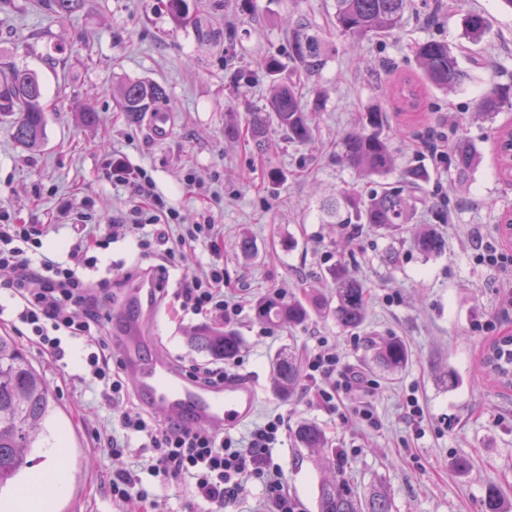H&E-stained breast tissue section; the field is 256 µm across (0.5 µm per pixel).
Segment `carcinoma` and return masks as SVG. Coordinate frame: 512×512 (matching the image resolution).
Returning <instances> with one entry per match:
<instances>
[{
    "label": "carcinoma",
    "instance_id": "obj_1",
    "mask_svg": "<svg viewBox=\"0 0 512 512\" xmlns=\"http://www.w3.org/2000/svg\"><path fill=\"white\" fill-rule=\"evenodd\" d=\"M89 0H32L34 6L61 18L82 10ZM411 0H334L332 24L340 37L365 38L393 36L405 24ZM465 39L479 44L488 32L489 22L483 13L471 11L464 15ZM336 48L308 18L298 16L288 28V60L291 77L278 79L282 65L271 58L265 62L273 76L265 108L249 113L247 134L257 146L265 144L270 123H275L284 139L291 144L311 140L315 116L324 111L326 100L316 91L311 98L303 93V81L316 77L335 54ZM414 58L422 77L431 86L448 92L456 91L471 79L442 40L431 39L414 46ZM120 111L139 120L157 101L166 98V89L156 82L124 80L113 89ZM399 98L406 112L421 109V96L412 77L402 79ZM479 111L493 119L500 112L512 111V85L495 83L479 102ZM0 112L13 116L12 136L26 149L41 146L45 139L46 117L43 89L36 72L17 65L8 57L0 58ZM387 116L378 109L364 113L357 128L345 133L340 141L339 158L361 175L382 177L395 166V157L383 134ZM498 162L508 176L512 175V134L497 129ZM450 160L460 185L468 183L470 172L479 156L466 139L456 141ZM429 171L415 166L404 171L401 184L385 187L363 198L344 192L323 200L320 205L322 223L341 224L358 229L369 224L388 235L397 234L410 223L414 206L412 192L423 189ZM414 246L424 257L441 255L444 239L432 228L422 227L415 234ZM332 281V298L313 295L300 299L295 295L269 293L255 304V317L269 325L290 326L307 321L312 313L332 317L346 330L360 328L367 319L366 290L347 269L337 264L328 270ZM196 348L215 359L236 358L241 339L230 326L224 329H202L194 334ZM373 360L382 369L396 373L408 363L404 342L391 337L371 344ZM485 367L503 386H512V336H503L492 343L485 354ZM302 376V366L293 354H279L273 361V382L276 391L286 397ZM57 406L50 388L41 374L28 361L20 347L8 336H0V490L14 485L26 465V458L36 448L46 447V440L56 434ZM295 437L300 447L318 458L324 469L336 471V454L328 452L326 438L312 422H301ZM318 512H391L387 492L374 488L367 495L346 488L332 477L319 487Z\"/></svg>",
    "mask_w": 512,
    "mask_h": 512
}]
</instances>
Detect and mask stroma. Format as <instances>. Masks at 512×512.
<instances>
[{"label":"stroma","instance_id":"obj_1","mask_svg":"<svg viewBox=\"0 0 512 512\" xmlns=\"http://www.w3.org/2000/svg\"><path fill=\"white\" fill-rule=\"evenodd\" d=\"M413 0L403 30L392 37L351 44L336 38V53L313 85L326 95V108L314 120L313 138L288 143L270 128L263 150H256L246 128L251 111L264 108L271 79L262 68L269 56L288 59V26L304 14L328 27L333 0H202L192 23L177 24L168 0H91L83 11L60 20L35 9L30 0H0V53L37 72L46 112L43 145L26 150L15 143L10 117L0 115V208L25 224H53L43 242L47 251L68 248L75 236L62 212L87 201V221L122 219L132 201L104 171L114 154L144 168L155 190L190 218L212 216L224 227V279L237 288L245 309L234 327L243 340L235 372L259 383L260 423L273 413L287 420L273 455L281 464L290 494L302 512H317L321 473L314 458L292 435L303 420L323 430L336 450V467L357 492L385 487L391 512H481L489 487H497L512 512V390L487 381L480 370L485 345L512 334V278L479 263L468 239L477 233L500 243L499 219L512 210V180L497 171L495 125L511 124L512 112L487 121L476 115L479 98L491 83L512 82V12L499 0ZM470 10L488 18L482 43L466 47L460 19ZM430 38L457 50L472 82L444 93L427 88L423 112L408 119L397 112L383 63L415 69L411 47ZM250 73L236 81L232 70ZM124 79L152 80L167 96L155 105L169 116V132L156 139L146 120H128L112 97ZM96 113L84 120L83 109ZM378 108L388 117L396 165L387 176L367 181L339 160V142L357 127L363 112ZM439 136L464 137L480 154L467 186H459L449 161L423 153L422 144ZM421 165L431 180L417 201L413 222L428 224L446 241L445 251L424 258L411 232L392 238L371 226L358 234L321 221L322 199L343 191L361 194L396 185L402 171ZM278 183H271V173ZM249 235L255 247L244 257L234 244ZM344 265L364 285L369 316L365 327L345 330L335 320L314 315L295 326L265 328L254 316L256 301L278 291L302 297L325 293L323 277ZM208 320L157 310V342L177 363H211L191 342ZM0 334L16 337L48 383L57 403L56 443L63 448L69 482L54 512H113L108 482L130 468L131 457L112 459L95 439L112 420L113 409L96 388L82 382L83 346L67 344L58 361L29 346L9 322ZM335 345L343 363L372 379L368 390L375 424L342 422L311 405L303 389L292 397L272 387V362L288 345L299 352L319 337ZM396 337L410 356L397 375L371 362L369 340ZM453 387L440 381L443 371ZM424 409L410 419L407 396ZM468 470L455 467L458 459Z\"/></svg>","mask_w":512,"mask_h":512}]
</instances>
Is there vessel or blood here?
<instances>
[{
    "mask_svg": "<svg viewBox=\"0 0 512 512\" xmlns=\"http://www.w3.org/2000/svg\"><path fill=\"white\" fill-rule=\"evenodd\" d=\"M157 286L154 280H138L116 310L123 321V334L118 339L122 365L133 389L149 408L186 426L235 430L257 407L256 384L245 378L201 384L164 351L153 347L148 317L156 309L153 294Z\"/></svg>",
    "mask_w": 512,
    "mask_h": 512,
    "instance_id": "obj_1",
    "label": "vessel or blood"
}]
</instances>
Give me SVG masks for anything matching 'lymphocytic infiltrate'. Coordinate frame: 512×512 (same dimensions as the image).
<instances>
[{"label":"lymphocytic infiltrate","instance_id":"lymphocytic-infiltrate-1","mask_svg":"<svg viewBox=\"0 0 512 512\" xmlns=\"http://www.w3.org/2000/svg\"><path fill=\"white\" fill-rule=\"evenodd\" d=\"M113 183L128 189L134 205L120 227L110 224L81 226L79 238L66 257L41 253L45 224H13L0 212V272L6 278L0 287L15 301L16 322L24 325L28 341L42 352L61 359L63 338L83 340L84 370L98 386L109 406L130 401L133 391L121 369L119 353L112 347L99 297L102 285L91 283L86 269L96 267L98 251L118 239L133 241L141 256H160L157 266L140 268L142 276L165 282L168 269L178 267L197 247H208L212 259L179 281L176 297L183 312L195 316L219 315L225 323L238 320L243 306L238 295L224 289L221 245L223 225L211 217L188 222L152 187L146 171L115 154L105 162ZM307 386L312 404L339 410L363 421H373L368 401L359 399L360 387L371 386L363 373L342 363L325 345L309 350L304 358ZM287 424L282 414L267 417L247 434L192 429L165 420L145 410H125L112 422V432L100 437L99 445L119 458L131 441L143 450L134 469L113 475L109 484L112 502L120 512H152L157 506L155 489L160 485L191 486L205 512H224L249 485L262 492L260 512H299L285 482L283 470L273 458Z\"/></svg>","mask_w":512,"mask_h":512}]
</instances>
